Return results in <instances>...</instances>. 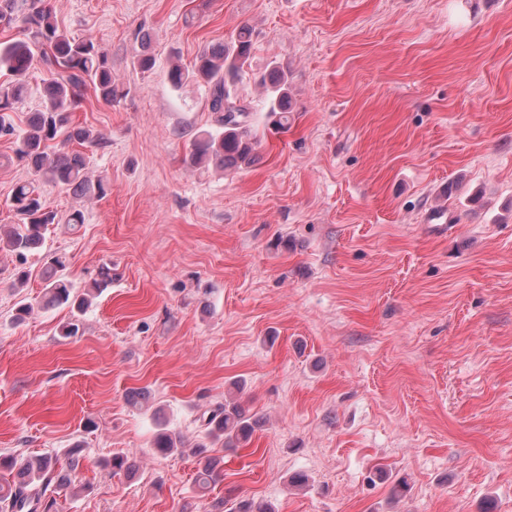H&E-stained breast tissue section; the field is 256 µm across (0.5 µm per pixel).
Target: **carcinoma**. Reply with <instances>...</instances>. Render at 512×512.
<instances>
[{
  "label": "carcinoma",
  "instance_id": "1",
  "mask_svg": "<svg viewBox=\"0 0 512 512\" xmlns=\"http://www.w3.org/2000/svg\"><path fill=\"white\" fill-rule=\"evenodd\" d=\"M0 29H19L23 37L0 42V68L9 78L0 81V137L14 138V153L25 164L30 178L15 184L11 207L19 224L3 231L10 251L23 256L41 247L50 224L59 223L56 211L47 206L39 184L52 183L77 197L104 198L110 183L104 177L88 176L84 153L69 148L72 143L92 146L99 136L73 121V113L82 107L88 86L106 105L120 101L126 91L112 79L106 55L93 39H76L62 30L46 0H0ZM253 32L242 26L230 41L200 51L193 65L170 64L169 83L179 88L194 81L207 88L208 109L216 129L191 140L187 152L190 166L221 169L250 165L256 159V141L249 126L250 107L236 96L235 87L245 74L251 55ZM40 64L49 73L44 82L41 108L27 119V127L15 134L8 112L21 103L26 93L25 77ZM270 96L269 111L276 124L288 127L291 103L288 76L276 63L269 65L263 77ZM63 262L55 260L45 273L42 307L69 306L79 311L91 298L112 284L111 268L103 267L91 287L79 293L72 283L59 275ZM257 420L248 416L236 401L224 400V406L208 413L201 440L185 448L180 434L167 428L153 436L154 454L168 456L189 452L198 458L195 483L199 491H208L221 477L220 459L209 455V445L222 442L226 448H238L251 441ZM82 465L80 448L65 457L52 454L0 456V512H58L56 493L71 486V474ZM113 473L130 475L136 470L134 459L115 455L104 462Z\"/></svg>",
  "mask_w": 512,
  "mask_h": 512
}]
</instances>
